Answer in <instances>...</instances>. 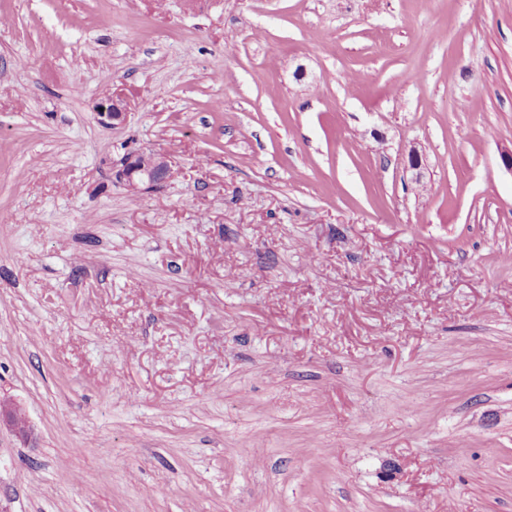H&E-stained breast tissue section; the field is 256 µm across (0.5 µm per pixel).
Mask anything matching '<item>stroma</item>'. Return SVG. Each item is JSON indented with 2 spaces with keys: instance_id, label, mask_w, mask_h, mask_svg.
<instances>
[{
  "instance_id": "1",
  "label": "stroma",
  "mask_w": 512,
  "mask_h": 512,
  "mask_svg": "<svg viewBox=\"0 0 512 512\" xmlns=\"http://www.w3.org/2000/svg\"><path fill=\"white\" fill-rule=\"evenodd\" d=\"M510 150L512 0H0V512H512ZM130 108L127 97L118 91L107 94L96 105L97 120L105 126H114L125 121ZM170 165L161 156L131 153L121 160L116 178L131 193H139L163 183L169 175Z\"/></svg>"
}]
</instances>
